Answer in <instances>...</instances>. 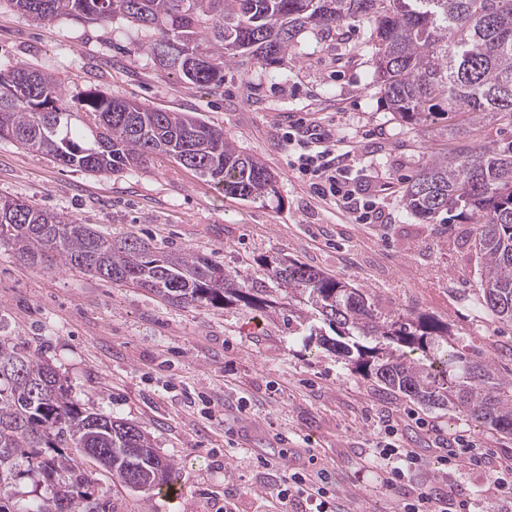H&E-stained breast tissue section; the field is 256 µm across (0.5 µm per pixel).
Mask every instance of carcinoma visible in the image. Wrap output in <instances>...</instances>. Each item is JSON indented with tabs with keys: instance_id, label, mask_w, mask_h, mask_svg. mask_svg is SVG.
I'll list each match as a JSON object with an SVG mask.
<instances>
[{
	"instance_id": "cac0c4a2",
	"label": "carcinoma",
	"mask_w": 512,
	"mask_h": 512,
	"mask_svg": "<svg viewBox=\"0 0 512 512\" xmlns=\"http://www.w3.org/2000/svg\"><path fill=\"white\" fill-rule=\"evenodd\" d=\"M37 22L122 19L151 30L159 64L205 88L224 85V61L284 63L309 29L345 18L366 21L363 49L387 109L409 124L444 104L452 128L487 118L512 130V0H7ZM202 61L182 62L188 53ZM0 139L89 173L132 170L164 154L231 196L275 192V176L240 152L224 130L181 112L149 108L96 88L69 94L30 66L0 72ZM422 220L448 215L472 225L480 264L478 303L512 323V140L464 141L431 157L402 195ZM0 244L27 262L64 266L117 284L148 288L176 304L266 309L270 291L248 288L212 259L164 253L132 237L113 239L28 201L0 197ZM288 289V320L314 315L333 336L322 344L387 393L448 409L512 435V382L448 340V323L424 312L382 314L368 291L296 260L272 267ZM72 448L76 454L67 452ZM100 459L132 490L161 491L171 464L139 426L71 401L46 360L0 339V512H99L76 456ZM53 488L48 498L15 497L20 460Z\"/></svg>"
}]
</instances>
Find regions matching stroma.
<instances>
[{
	"instance_id": "obj_1",
	"label": "stroma",
	"mask_w": 512,
	"mask_h": 512,
	"mask_svg": "<svg viewBox=\"0 0 512 512\" xmlns=\"http://www.w3.org/2000/svg\"><path fill=\"white\" fill-rule=\"evenodd\" d=\"M366 28L342 20L332 34H302L285 65L224 64L210 90L158 65L149 31L62 19L41 24L0 0V71H47L70 91L96 88L223 129L276 177V195L242 200L158 155L135 170L91 174L0 140V196L19 198L134 235L167 253L200 254L246 283L269 284L260 259L286 258L368 288L380 311L429 313L447 322L472 360L512 380V323L476 301L471 227L419 220L403 189L430 156L454 146L448 118L411 125L394 118L366 56ZM334 129L349 162L375 192L378 215L353 223L317 198L290 168L286 138L297 121ZM318 320L288 325L282 310L174 305L158 294L65 268L45 271L0 245V338L49 360L72 400L141 427L170 459V491H132L93 461L101 512H264L286 472L328 471L347 512H398L420 486L465 498H511L512 437L454 411L386 394L323 347ZM486 452L483 465L440 464L444 439ZM421 454L396 487L369 463L382 448Z\"/></svg>"
}]
</instances>
